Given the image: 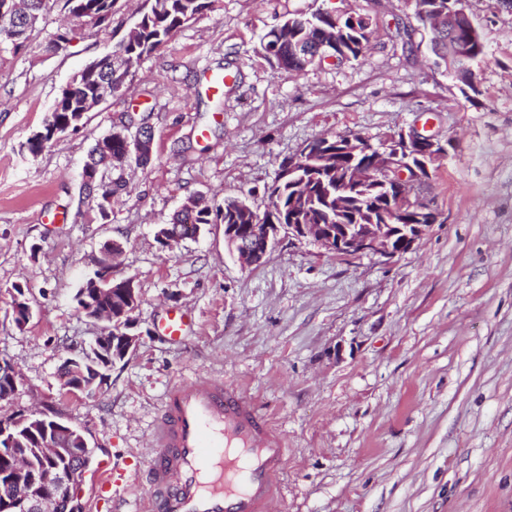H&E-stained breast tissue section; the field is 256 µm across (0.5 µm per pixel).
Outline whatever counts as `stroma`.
Listing matches in <instances>:
<instances>
[{"label": "stroma", "instance_id": "35a3bbf8", "mask_svg": "<svg viewBox=\"0 0 512 512\" xmlns=\"http://www.w3.org/2000/svg\"><path fill=\"white\" fill-rule=\"evenodd\" d=\"M142 0H115L100 31L51 0L21 47L0 40V363L23 380L0 420L41 413L71 420L93 450L78 486L81 512H135L126 487L143 476L165 390L210 371L240 384L287 439L282 497L271 512H512V0H470L488 47L467 100L406 0H214L132 69L122 91L78 132L39 154L61 90L111 52ZM370 15L364 57L289 72L260 41L297 13ZM66 50L50 41L62 24ZM234 79L214 104L206 77ZM153 132L151 161L121 168L125 184L100 218L83 187L95 142L137 121ZM447 149L420 189L438 211L409 251L336 256L281 238L261 264L241 266L224 227L161 247L187 197H248L257 210L283 163L318 139L379 144L401 132ZM116 277L141 296L136 349L95 396L58 391V369L102 332L75 295L110 240ZM32 316L12 320L13 285ZM189 311L181 340L159 336L169 310ZM112 492L101 493L102 462Z\"/></svg>", "mask_w": 512, "mask_h": 512}]
</instances>
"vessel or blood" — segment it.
Masks as SVG:
<instances>
[{"label":"vessel or blood","instance_id":"obj_1","mask_svg":"<svg viewBox=\"0 0 512 512\" xmlns=\"http://www.w3.org/2000/svg\"><path fill=\"white\" fill-rule=\"evenodd\" d=\"M190 327L177 311L160 332L177 341ZM151 445L137 512H270L282 494L284 438L251 397L214 377L167 389Z\"/></svg>","mask_w":512,"mask_h":512}]
</instances>
